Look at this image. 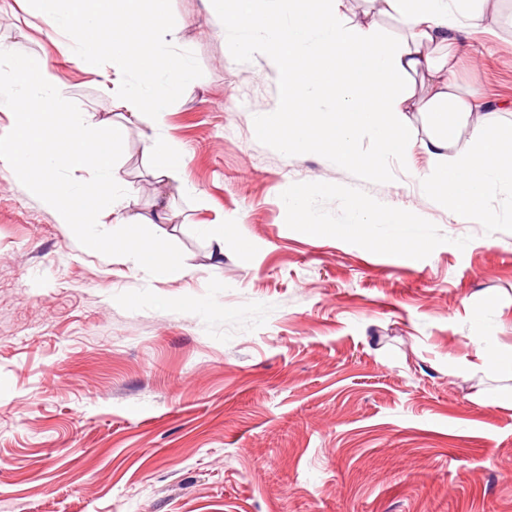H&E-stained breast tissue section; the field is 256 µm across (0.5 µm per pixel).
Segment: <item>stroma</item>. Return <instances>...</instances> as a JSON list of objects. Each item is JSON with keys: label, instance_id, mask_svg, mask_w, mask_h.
I'll return each instance as SVG.
<instances>
[{"label": "stroma", "instance_id": "stroma-1", "mask_svg": "<svg viewBox=\"0 0 512 512\" xmlns=\"http://www.w3.org/2000/svg\"><path fill=\"white\" fill-rule=\"evenodd\" d=\"M171 4L203 71L161 131L185 165L157 187L131 123L120 214L163 189L175 217L145 237L184 276L86 252L0 163V512H512V408L483 405L503 382L481 368L512 358V223L437 204L422 147L416 176L376 179L257 136L278 73L204 0ZM0 44L55 68L89 121L124 112L25 0H0ZM457 77L512 101V0ZM357 202L413 216L416 244L348 232ZM218 223L220 255L199 230Z\"/></svg>", "mask_w": 512, "mask_h": 512}]
</instances>
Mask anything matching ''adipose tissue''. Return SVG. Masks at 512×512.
<instances>
[{
    "label": "adipose tissue",
    "mask_w": 512,
    "mask_h": 512,
    "mask_svg": "<svg viewBox=\"0 0 512 512\" xmlns=\"http://www.w3.org/2000/svg\"><path fill=\"white\" fill-rule=\"evenodd\" d=\"M235 50L257 51L280 76L279 109L263 114L260 135L281 133L289 152L327 150L337 166L380 178L388 160L412 168L416 141L404 115H426L425 150L436 161L423 187L463 217L481 215L485 198L512 186V127L494 128L496 112L456 77L464 35L495 17L499 0H369L396 18L390 38L378 26L346 17L343 0H205ZM374 149L361 154L357 141ZM112 252L133 267L185 268L167 248L145 242L139 223H124Z\"/></svg>",
    "instance_id": "obj_1"
}]
</instances>
